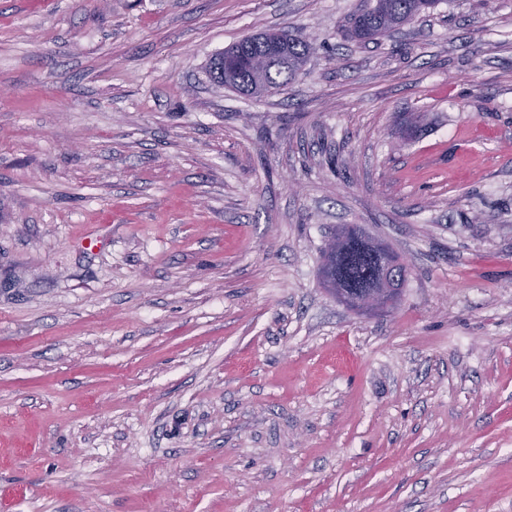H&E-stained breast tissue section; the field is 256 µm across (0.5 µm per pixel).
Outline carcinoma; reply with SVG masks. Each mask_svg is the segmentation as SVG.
<instances>
[{"mask_svg": "<svg viewBox=\"0 0 512 512\" xmlns=\"http://www.w3.org/2000/svg\"><path fill=\"white\" fill-rule=\"evenodd\" d=\"M438 0H375V4L356 14L350 26V37L358 41L385 36L405 19H412L432 9ZM244 55L226 67H211L218 84L245 95H263L280 84L294 79L313 51L310 40L281 32H263L248 37ZM336 252L323 256V264H332L343 277L354 283L365 280L371 262L363 247L371 245L395 256L397 252L382 241L370 239L358 224H344L334 234Z\"/></svg>", "mask_w": 512, "mask_h": 512, "instance_id": "obj_1", "label": "carcinoma"}]
</instances>
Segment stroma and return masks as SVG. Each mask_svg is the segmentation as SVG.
Masks as SVG:
<instances>
[{"instance_id": "35a3bbf8", "label": "stroma", "mask_w": 512, "mask_h": 512, "mask_svg": "<svg viewBox=\"0 0 512 512\" xmlns=\"http://www.w3.org/2000/svg\"><path fill=\"white\" fill-rule=\"evenodd\" d=\"M366 5L0 0V512H512V0ZM268 29L294 80L210 79ZM438 0H376L368 9L356 14L350 26V37L358 41L385 36L405 19H412L432 9ZM250 40L244 55L234 64L215 67V56L212 66V78L219 85L233 89L245 95H263L280 84L294 79L306 64L314 47L309 39L297 37L281 32H263L255 36L246 37L226 51H232L241 41ZM269 42L281 44L287 52V57H271L266 64L265 82L257 88L256 75L253 68V59L264 52ZM332 239H336L338 246L333 255L326 256L325 248L323 250L321 277L324 284L326 281L323 278V273L328 263L335 265L345 280H350L355 284L364 281L372 269L371 262L362 250L366 245L377 247L380 252L399 256L388 244L370 239L358 224L342 225ZM383 270L376 279L372 288L359 296H347V304L356 310H373L391 304L400 288H396L401 276H405V260L398 263H383ZM403 267V268H402Z\"/></svg>"}]
</instances>
